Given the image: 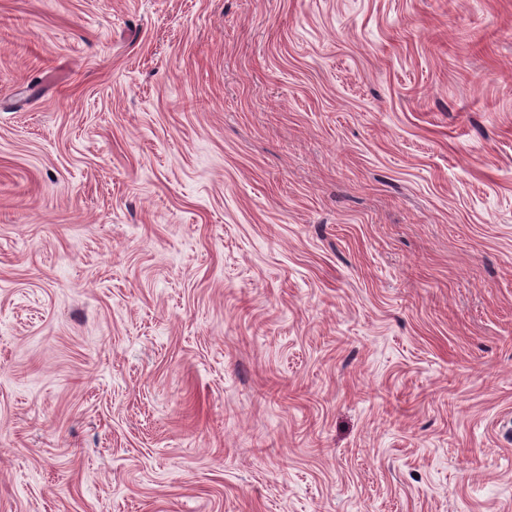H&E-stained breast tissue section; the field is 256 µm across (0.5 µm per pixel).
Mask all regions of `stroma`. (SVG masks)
<instances>
[{"label":"stroma","mask_w":512,"mask_h":512,"mask_svg":"<svg viewBox=\"0 0 512 512\" xmlns=\"http://www.w3.org/2000/svg\"><path fill=\"white\" fill-rule=\"evenodd\" d=\"M0 512H512V0H0Z\"/></svg>","instance_id":"stroma-1"}]
</instances>
